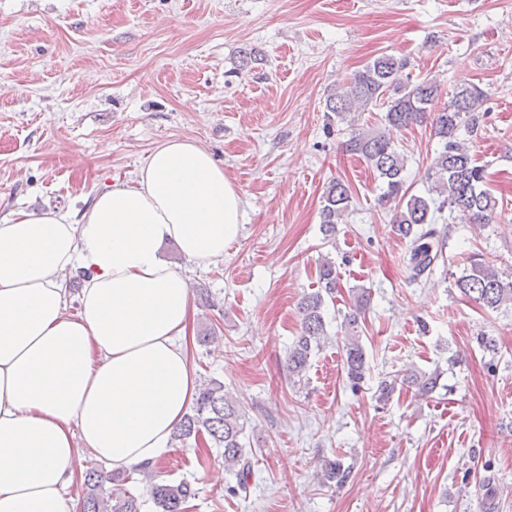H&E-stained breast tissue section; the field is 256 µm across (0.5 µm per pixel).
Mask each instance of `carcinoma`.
<instances>
[{
	"instance_id": "carcinoma-1",
	"label": "carcinoma",
	"mask_w": 512,
	"mask_h": 512,
	"mask_svg": "<svg viewBox=\"0 0 512 512\" xmlns=\"http://www.w3.org/2000/svg\"><path fill=\"white\" fill-rule=\"evenodd\" d=\"M405 67L404 60L391 55L373 58L355 71L339 91L327 95L326 109L338 120L353 124L351 114L369 106L385 105L384 126L374 131L352 129L345 149L362 158L385 184L378 201L393 211L394 232L409 246L407 268L410 279L416 282L428 277L443 256L445 240L433 227L436 214L447 208L466 223L488 224L497 209V200L487 186L486 166L478 164L469 146L457 140L459 127L473 132L483 120L484 89L472 82H462L454 89L448 105L436 109L440 83L405 81L401 78ZM422 123L430 124L440 144L426 173L430 187L425 196L410 195L404 189L405 158L397 151L392 136L398 130ZM351 205L350 186L340 180L331 182L319 212L326 238L335 236L336 225L342 223ZM455 286L462 297L483 308L498 310L512 306V273L500 271L482 254L470 257L469 269L455 280ZM338 292L336 264L324 256L317 264V288L303 294L299 302L300 332L288 347V379L303 380L311 356L327 343L324 311L327 301L334 300ZM368 302L366 291L354 293L353 303L341 323L343 368L354 389L369 370L359 335V323ZM438 378L435 371L408 370L401 376L382 380L377 399L389 400L403 385L413 386L418 394L427 396L436 390ZM248 427L245 412L237 399L224 390V382L210 378L201 385L191 411L174 431L173 439L182 443L192 440L196 445L223 450L224 464L236 478V485L230 487V493L235 495L247 491L253 477L251 459L245 452ZM142 475L149 479V496L156 512H185L186 504L196 495L188 480L171 482L155 469L144 470ZM317 475L324 484L340 486L348 478L349 470L340 459L326 458ZM81 480L82 512H141V501L127 487L131 475L107 471L95 462Z\"/></svg>"
}]
</instances>
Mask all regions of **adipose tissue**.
I'll list each match as a JSON object with an SVG mask.
<instances>
[{
	"label": "adipose tissue",
	"instance_id": "adipose-tissue-1",
	"mask_svg": "<svg viewBox=\"0 0 512 512\" xmlns=\"http://www.w3.org/2000/svg\"><path fill=\"white\" fill-rule=\"evenodd\" d=\"M244 214L212 155L172 139L80 216L0 220V512H73L87 452L161 461L196 392L189 284L161 248L223 260Z\"/></svg>",
	"mask_w": 512,
	"mask_h": 512
}]
</instances>
